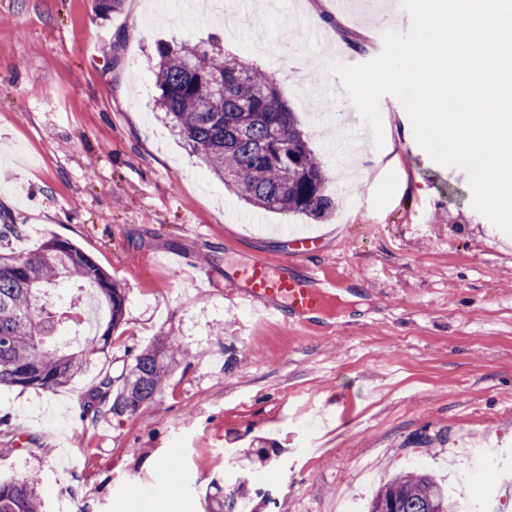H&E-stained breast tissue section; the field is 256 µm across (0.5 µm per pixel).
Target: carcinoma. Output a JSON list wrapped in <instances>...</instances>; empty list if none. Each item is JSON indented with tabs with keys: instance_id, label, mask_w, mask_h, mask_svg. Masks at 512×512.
I'll return each mask as SVG.
<instances>
[{
	"instance_id": "cac0c4a2",
	"label": "carcinoma",
	"mask_w": 512,
	"mask_h": 512,
	"mask_svg": "<svg viewBox=\"0 0 512 512\" xmlns=\"http://www.w3.org/2000/svg\"><path fill=\"white\" fill-rule=\"evenodd\" d=\"M155 102L173 127L224 185L268 212L323 219L336 208L328 171L310 146L295 112L272 78L208 43L159 42ZM95 288L108 311L104 330L81 347L50 342L56 328L47 291L60 282ZM126 289L69 240L53 236L34 251H0V385L55 390L79 374L86 360L107 351L122 323ZM175 342L148 345L129 369L107 373L91 400L118 392L110 411L136 413L160 396L175 358ZM36 478L0 481V512H41ZM369 512H461L448 488L432 476L402 472L381 487Z\"/></svg>"
}]
</instances>
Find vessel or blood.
<instances>
[{
	"instance_id": "1",
	"label": "vessel or blood",
	"mask_w": 512,
	"mask_h": 512,
	"mask_svg": "<svg viewBox=\"0 0 512 512\" xmlns=\"http://www.w3.org/2000/svg\"><path fill=\"white\" fill-rule=\"evenodd\" d=\"M295 243L297 248L288 262L254 256L240 272L246 285L238 299L255 312L280 316L289 324L306 327L312 314L323 306L328 281L314 272L303 280L289 274V265H303L308 258L307 238H296Z\"/></svg>"
}]
</instances>
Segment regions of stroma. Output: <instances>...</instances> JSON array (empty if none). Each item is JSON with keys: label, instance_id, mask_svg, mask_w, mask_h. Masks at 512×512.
Here are the masks:
<instances>
[{"label": "stroma", "instance_id": "35a3bbf8", "mask_svg": "<svg viewBox=\"0 0 512 512\" xmlns=\"http://www.w3.org/2000/svg\"><path fill=\"white\" fill-rule=\"evenodd\" d=\"M240 8L124 0L104 16L95 0H0V224L23 227L10 249L70 240L127 291L108 351L69 384L0 386V479L36 476L42 512H207L219 479L241 512H366L396 474L425 470L452 487L475 478L469 512H512V482L474 459L512 469V236L473 208L466 173L434 163L387 95L384 144L353 159L329 218L260 211L153 100L157 41L219 36L269 73L335 171L329 142L360 116L328 53L284 17L337 29L345 63L361 64L408 13L261 0L229 20ZM296 233L319 239L308 268L351 296L303 331L252 316L232 279L255 254L289 257ZM52 294L53 314L76 309L85 330L107 320L91 289ZM168 336L185 356L155 407L93 419L101 378Z\"/></svg>", "mask_w": 512, "mask_h": 512}]
</instances>
